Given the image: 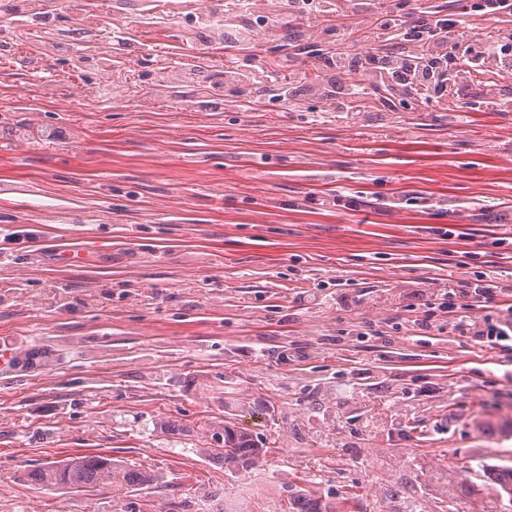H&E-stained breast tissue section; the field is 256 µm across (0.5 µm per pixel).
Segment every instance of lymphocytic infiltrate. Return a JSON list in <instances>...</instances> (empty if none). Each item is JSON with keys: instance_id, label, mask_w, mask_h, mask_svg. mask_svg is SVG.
Here are the masks:
<instances>
[{"instance_id": "1", "label": "lymphocytic infiltrate", "mask_w": 512, "mask_h": 512, "mask_svg": "<svg viewBox=\"0 0 512 512\" xmlns=\"http://www.w3.org/2000/svg\"><path fill=\"white\" fill-rule=\"evenodd\" d=\"M370 25L379 32V44L361 57L327 58L323 67L329 72L346 73L347 79L336 84V109L348 112L357 103L374 95L383 85L402 86L406 93L418 90L438 91L450 81L465 82L469 75L484 69L512 74V28L503 27L489 39L463 31L454 14L427 12L422 35L410 37L414 23L392 14L371 18ZM456 43L463 54L456 68L447 63L448 45ZM460 335L471 336L481 346L507 349L512 344V305L500 307L497 316L471 317L459 322Z\"/></svg>"}]
</instances>
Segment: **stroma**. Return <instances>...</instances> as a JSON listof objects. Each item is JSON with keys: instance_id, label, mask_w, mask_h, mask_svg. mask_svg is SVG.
I'll use <instances>...</instances> for the list:
<instances>
[{"instance_id": "1", "label": "stroma", "mask_w": 512, "mask_h": 512, "mask_svg": "<svg viewBox=\"0 0 512 512\" xmlns=\"http://www.w3.org/2000/svg\"><path fill=\"white\" fill-rule=\"evenodd\" d=\"M149 18L115 17L112 0H49L48 26L15 22L0 51V229L22 230L0 261V512H287L305 491L336 512H490L489 470L512 465V350H485L451 322L482 315L457 282L494 264L512 287V248L494 247L512 209V75L506 111L477 82L452 101H374L356 119L278 84L249 105L201 80L157 96L158 72L207 60L212 74L310 71L289 15L253 41L192 40L201 0H155ZM460 0H343L311 17L324 53L348 51L381 12ZM93 12L59 52L34 48ZM111 47V82L67 60ZM208 108H200V101ZM343 191L356 209L321 206ZM406 194L397 208L377 197ZM440 199L437 208L412 204ZM456 225L448 239L441 228ZM100 244L92 265L61 252ZM450 293L448 310L431 295ZM432 320L429 334L417 322ZM287 352L280 362L278 352ZM396 387L382 410L362 371ZM257 435L264 462L225 472L204 432L225 418ZM169 428H160V421ZM104 453L157 480L128 496L26 483L25 471ZM399 489L391 499V489Z\"/></svg>"}]
</instances>
